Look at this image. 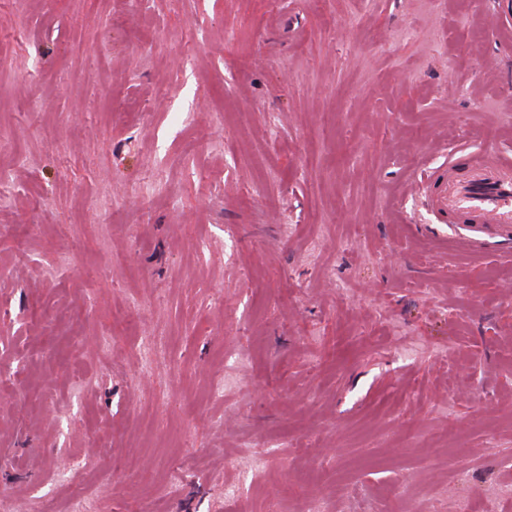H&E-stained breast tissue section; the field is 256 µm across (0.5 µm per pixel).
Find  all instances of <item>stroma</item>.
Returning <instances> with one entry per match:
<instances>
[{"instance_id": "1", "label": "stroma", "mask_w": 512, "mask_h": 512, "mask_svg": "<svg viewBox=\"0 0 512 512\" xmlns=\"http://www.w3.org/2000/svg\"><path fill=\"white\" fill-rule=\"evenodd\" d=\"M500 11L0 0V512H512V252L409 190Z\"/></svg>"}]
</instances>
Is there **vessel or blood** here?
I'll list each match as a JSON object with an SVG mask.
<instances>
[{
	"label": "vessel or blood",
	"instance_id": "b4317fda",
	"mask_svg": "<svg viewBox=\"0 0 512 512\" xmlns=\"http://www.w3.org/2000/svg\"><path fill=\"white\" fill-rule=\"evenodd\" d=\"M417 191L439 222L467 226L464 246L512 243V158L499 150L455 149L418 177Z\"/></svg>",
	"mask_w": 512,
	"mask_h": 512
}]
</instances>
